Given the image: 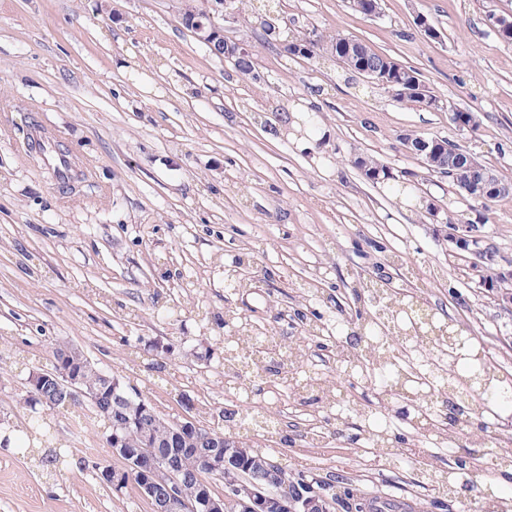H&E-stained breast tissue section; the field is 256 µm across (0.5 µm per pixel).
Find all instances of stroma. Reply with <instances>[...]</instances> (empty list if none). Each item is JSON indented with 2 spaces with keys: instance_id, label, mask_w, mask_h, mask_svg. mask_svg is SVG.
<instances>
[{
  "instance_id": "1",
  "label": "stroma",
  "mask_w": 512,
  "mask_h": 512,
  "mask_svg": "<svg viewBox=\"0 0 512 512\" xmlns=\"http://www.w3.org/2000/svg\"><path fill=\"white\" fill-rule=\"evenodd\" d=\"M202 0H0V430L51 427L61 468L0 447V512H151L103 427L65 409L27 404L30 370L50 368L59 342L79 349L171 420L222 430L226 408L252 396L280 410L258 438L289 471L333 475L360 512H487L486 486L512 495V432L470 433L448 451L398 422L396 455L367 449L359 421L256 378L224 381L227 310L304 348L316 383L336 381L334 343L305 330L370 308L359 280L379 272L460 324L512 378V194L483 203L425 170L401 136H445L512 185V41L492 26L512 0H381L364 16L347 0H292L294 33L337 31L415 68L436 109L404 105L329 59L261 50L260 80L235 73L181 22ZM426 16L438 39L417 25ZM316 112L308 149L285 134L298 109ZM476 124L452 123L456 111ZM90 167L59 189L28 149L31 127ZM377 156L391 179L356 167ZM477 241L457 248L458 231ZM468 461V486L445 496L425 468Z\"/></svg>"
}]
</instances>
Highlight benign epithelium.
Instances as JSON below:
<instances>
[{
  "label": "benign epithelium",
  "instance_id": "benign-epithelium-1",
  "mask_svg": "<svg viewBox=\"0 0 512 512\" xmlns=\"http://www.w3.org/2000/svg\"><path fill=\"white\" fill-rule=\"evenodd\" d=\"M203 12L210 20V27L195 29L196 39L228 59L250 55L243 44L224 40V24L242 21L238 10L222 0H206ZM402 141L411 154L424 157L421 164L430 171L445 173L453 168L457 185L474 200L486 201L493 194L512 190L511 186L500 183L491 169L476 165L470 155L460 150L429 151L410 133L402 135ZM102 379L109 384L116 403H131L129 390L121 386L118 378L104 375ZM28 384L31 396L51 408L62 402L94 400V391L85 387L77 357L69 351L56 357L54 371H30ZM110 446L113 456L138 475L139 493L150 503L151 512H224L225 495L211 492L209 484L202 483L199 494L187 498L173 483L168 461L154 462L141 448L123 447L117 433L112 434ZM201 463L208 475L226 482L237 512H329L331 500L326 493L309 489L301 480L285 481L282 464L268 457L240 461L230 438L221 435L209 439Z\"/></svg>",
  "mask_w": 512,
  "mask_h": 512
}]
</instances>
